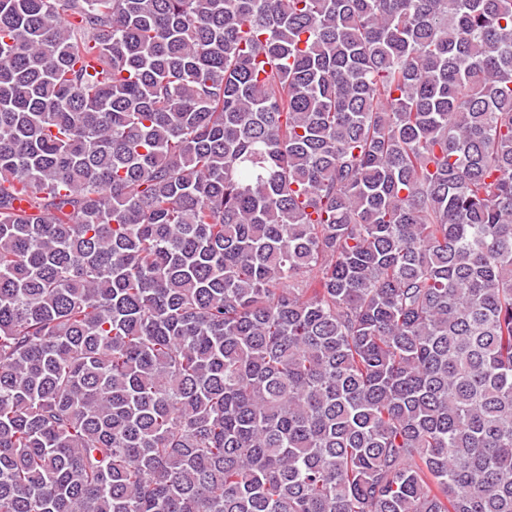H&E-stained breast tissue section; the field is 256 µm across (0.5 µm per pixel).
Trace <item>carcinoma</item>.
Wrapping results in <instances>:
<instances>
[{
  "mask_svg": "<svg viewBox=\"0 0 512 512\" xmlns=\"http://www.w3.org/2000/svg\"><path fill=\"white\" fill-rule=\"evenodd\" d=\"M0 512H512V0H0Z\"/></svg>",
  "mask_w": 512,
  "mask_h": 512,
  "instance_id": "cac0c4a2",
  "label": "carcinoma"
}]
</instances>
